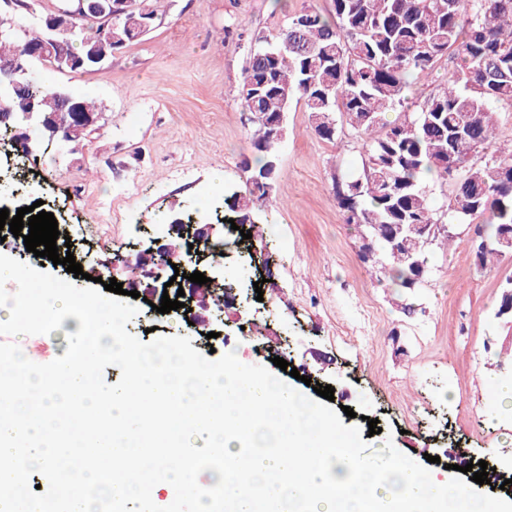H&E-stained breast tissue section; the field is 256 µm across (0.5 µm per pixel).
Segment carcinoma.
I'll return each mask as SVG.
<instances>
[{
	"instance_id": "carcinoma-1",
	"label": "carcinoma",
	"mask_w": 512,
	"mask_h": 512,
	"mask_svg": "<svg viewBox=\"0 0 512 512\" xmlns=\"http://www.w3.org/2000/svg\"><path fill=\"white\" fill-rule=\"evenodd\" d=\"M334 19L316 10L297 16L276 36H252L240 98L246 111L288 114L303 102L310 128L323 140L329 118L340 114L364 136L363 174L335 181L345 223L382 247L379 259L364 264L397 287L410 289L414 261L431 267L434 245L452 240L448 233L428 237L412 224L475 225L480 267L506 257L499 243L512 229V146H499L484 164L474 157L495 144L499 102L512 104V0H333ZM26 36H0V63L20 54L24 39L51 41L54 70L75 72L69 62L95 45L109 47L108 32L77 21L74 33L57 37L44 25L17 14L0 17V28L14 24ZM448 62L447 86L429 96L421 110L406 115L407 78L428 74ZM30 59L11 77L0 75V97L10 104L5 130H27L34 153L55 146L51 127L74 124L60 111L71 97L87 112L103 106L90 96L45 85ZM252 144L259 165L251 170L245 192L235 202L224 196V215L254 229L250 203L266 196L279 172L281 142L273 127L253 121ZM433 174L454 183L452 197L436 205L422 177ZM512 277L506 279L495 318L512 321Z\"/></svg>"
}]
</instances>
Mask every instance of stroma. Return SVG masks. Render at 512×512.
Returning a JSON list of instances; mask_svg holds the SVG:
<instances>
[{"instance_id": "1", "label": "stroma", "mask_w": 512, "mask_h": 512, "mask_svg": "<svg viewBox=\"0 0 512 512\" xmlns=\"http://www.w3.org/2000/svg\"><path fill=\"white\" fill-rule=\"evenodd\" d=\"M162 21L113 54L100 72L40 69L47 82L89 95L105 108L100 129L80 150L24 165L0 148V205L43 201L82 266L101 264L103 278L125 279L114 255L135 257L156 239L181 202L198 223L224 218V196L243 189L257 154L239 97L250 36L277 35L303 10L332 15V0H161ZM362 141L342 129L334 141L310 129L303 104L292 105L280 170L256 212L275 221L272 286L256 296L255 268L244 245L223 238L224 277L235 284L238 316L213 320L220 335H191L177 313L138 304L130 332L144 337L191 335L202 355L237 351L248 365L289 364L279 377L307 397L312 387L290 368L317 373L334 387L335 404L378 420L370 450L385 441L416 462L439 457L450 481L455 454L482 460L506 479L484 489L512 501V406L495 386L512 381V323L493 317L512 257L477 266L468 237L435 249L432 273L414 301L422 315L405 319L399 290L378 281L359 259L358 232L339 209L333 182L361 170ZM251 336H244V329Z\"/></svg>"}]
</instances>
